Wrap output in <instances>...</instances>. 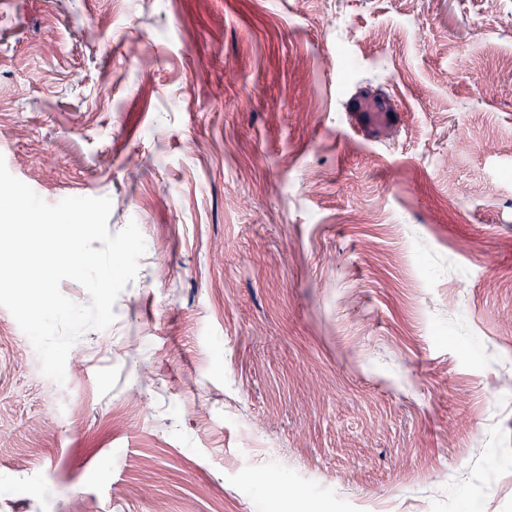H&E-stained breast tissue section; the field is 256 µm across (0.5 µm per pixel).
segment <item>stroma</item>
<instances>
[{
  "label": "stroma",
  "instance_id": "obj_1",
  "mask_svg": "<svg viewBox=\"0 0 512 512\" xmlns=\"http://www.w3.org/2000/svg\"><path fill=\"white\" fill-rule=\"evenodd\" d=\"M511 58L512 0H0L9 171L146 243L64 384L0 307V512H512Z\"/></svg>",
  "mask_w": 512,
  "mask_h": 512
}]
</instances>
